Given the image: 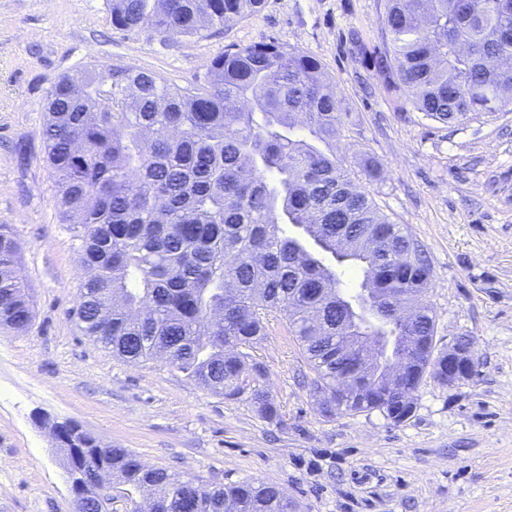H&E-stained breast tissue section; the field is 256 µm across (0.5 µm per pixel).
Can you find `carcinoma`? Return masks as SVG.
<instances>
[{
    "label": "carcinoma",
    "mask_w": 512,
    "mask_h": 512,
    "mask_svg": "<svg viewBox=\"0 0 512 512\" xmlns=\"http://www.w3.org/2000/svg\"><path fill=\"white\" fill-rule=\"evenodd\" d=\"M263 0H111L112 26L149 24L195 36L252 15ZM384 0V48L376 74L414 109L463 125L512 104V0ZM208 90L193 92L151 74L112 69L65 76L48 92L42 136L64 221L76 229L80 263L96 275L80 289L81 331L127 362L159 359L229 399L247 394L268 420L278 416L248 350L279 316L315 373L323 416L379 412L375 392L392 359L408 360V384L435 370L436 319L425 303L426 252L357 185L332 145L342 127L336 91L320 63L278 42L226 52L211 62ZM305 130L310 139L296 131ZM295 228L287 233L285 226ZM17 243L0 231V325L24 329L32 311L15 274ZM336 265L361 268L346 296ZM379 346L375 360L339 388L336 347ZM112 469V497L142 512H288L274 485L211 487L147 464L124 448L99 446L87 466Z\"/></svg>",
    "instance_id": "obj_1"
}]
</instances>
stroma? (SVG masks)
I'll list each match as a JSON object with an SVG mask.
<instances>
[{
	"label": "stroma",
	"instance_id": "35a3bbf8",
	"mask_svg": "<svg viewBox=\"0 0 512 512\" xmlns=\"http://www.w3.org/2000/svg\"><path fill=\"white\" fill-rule=\"evenodd\" d=\"M110 0H0V226L34 319L0 327V512H69L51 423L212 486L273 484L290 512H512V110L451 127L394 98L363 48H383V0H265L206 37L118 30ZM276 40L316 58L336 91L337 156L432 267L437 350L473 343L477 374L424 375L405 422L326 419L280 321L251 355L279 415L159 361L129 363L84 336V281L41 131L62 76L121 67L197 92L211 60Z\"/></svg>",
	"mask_w": 512,
	"mask_h": 512
}]
</instances>
